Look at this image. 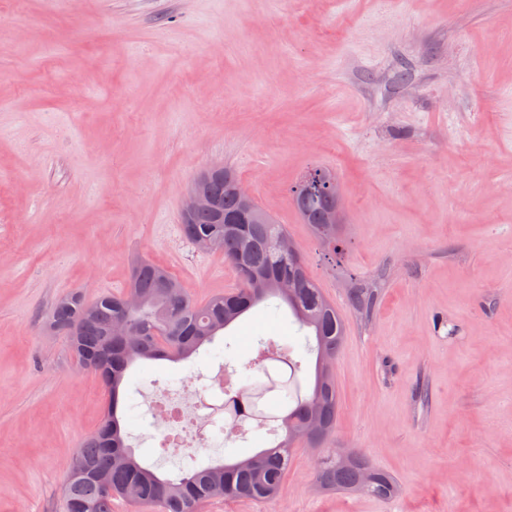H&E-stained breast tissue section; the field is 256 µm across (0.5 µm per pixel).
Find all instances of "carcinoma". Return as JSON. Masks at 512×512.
<instances>
[{"mask_svg":"<svg viewBox=\"0 0 512 512\" xmlns=\"http://www.w3.org/2000/svg\"><path fill=\"white\" fill-rule=\"evenodd\" d=\"M193 188L220 198L224 214L242 208V200L224 187V176L196 178ZM329 199H317L299 211L314 237ZM184 236L219 243L236 277V288L198 304L189 294L173 298L163 281H175L164 267L143 259L130 267L127 286L119 294L103 293L92 302L82 294L60 298L49 326L69 337L81 364L94 371L108 403L96 430L82 443L68 465L65 490L67 512H112V500L136 506H152L159 512H199L207 500L273 501L288 473L293 454L292 431L314 424L321 430L307 440L320 448L335 429L337 399L333 376L336 355L345 326L336 306L311 278L301 248L287 254L277 240L293 238L282 224L269 218L248 224L239 231L228 228L211 211L196 213L182 225ZM277 299L284 303L299 329L308 330L305 348L315 355L311 386L298 378V365L290 358L292 348L274 340L261 344L255 361L264 379L231 392L224 400L228 425L253 422L265 428L272 422L284 436L268 448L232 462H194L175 479L163 477L141 463L127 443L123 417L127 408L124 381L139 360L185 361L197 354L223 330L257 305ZM367 474L370 496L389 498L397 487L389 474L368 465L355 455L344 461L332 452L317 461V479L329 491H348Z\"/></svg>","mask_w":512,"mask_h":512,"instance_id":"1","label":"carcinoma"}]
</instances>
